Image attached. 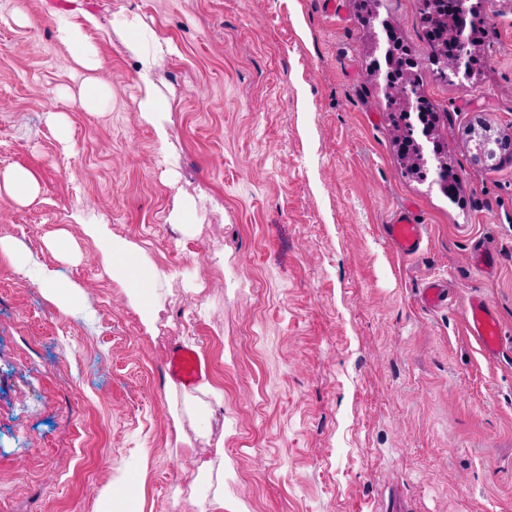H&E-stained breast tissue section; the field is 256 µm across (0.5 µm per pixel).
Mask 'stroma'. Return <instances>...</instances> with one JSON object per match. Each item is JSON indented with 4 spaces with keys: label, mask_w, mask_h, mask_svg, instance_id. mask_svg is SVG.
I'll list each match as a JSON object with an SVG mask.
<instances>
[{
    "label": "stroma",
    "mask_w": 512,
    "mask_h": 512,
    "mask_svg": "<svg viewBox=\"0 0 512 512\" xmlns=\"http://www.w3.org/2000/svg\"><path fill=\"white\" fill-rule=\"evenodd\" d=\"M483 10L481 83L421 73L453 204L405 172L354 0L340 16L323 0H0V173L39 183L26 205L0 195V239L84 293L62 311L0 254V512H98L123 478L142 482L143 512H512V161L482 167L465 134L512 133V0ZM379 11L427 56L417 0ZM59 12L96 20L99 110L80 103L88 74L55 38ZM121 12L172 46L153 75L165 150L109 24ZM405 207L425 227L409 260L381 232ZM76 213L171 273L155 334ZM432 280L448 293L434 309ZM475 296L500 322L493 360L466 333ZM177 345L224 392L205 437L165 374ZM220 454L233 473L187 498L186 472Z\"/></svg>",
    "instance_id": "1"
}]
</instances>
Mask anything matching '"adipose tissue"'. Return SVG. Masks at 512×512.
I'll return each mask as SVG.
<instances>
[{
  "instance_id": "adipose-tissue-1",
  "label": "adipose tissue",
  "mask_w": 512,
  "mask_h": 512,
  "mask_svg": "<svg viewBox=\"0 0 512 512\" xmlns=\"http://www.w3.org/2000/svg\"><path fill=\"white\" fill-rule=\"evenodd\" d=\"M112 26L121 28L126 34V52L139 64L138 88L139 117L149 125L160 145L169 142V108L159 95L153 80V73L165 53L171 47L166 38L145 29L138 17L125 15L114 17ZM55 33L64 46L74 48L75 62L83 69L97 72L103 69V60L96 46L89 40L84 25L70 15L57 14L54 18ZM83 231L100 247L101 261L106 271L123 287L129 288L140 308L142 323L146 331H153L157 320L155 303L160 286L168 281L166 271L145 264L137 248L113 235L106 224H87ZM0 251L8 254L19 273H38L45 285L48 297L59 308L68 311L81 305L78 286L63 280L53 270L40 265L26 249L0 241Z\"/></svg>"
}]
</instances>
